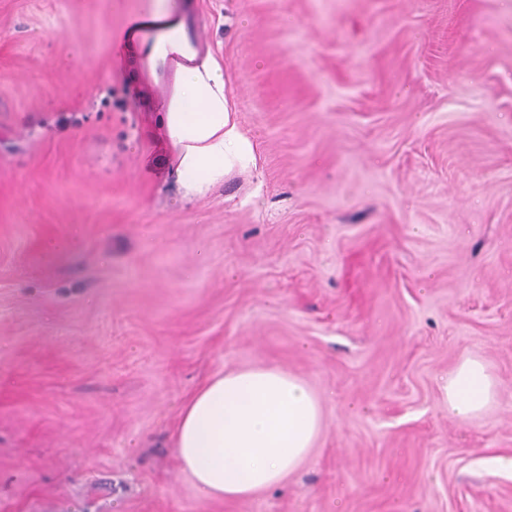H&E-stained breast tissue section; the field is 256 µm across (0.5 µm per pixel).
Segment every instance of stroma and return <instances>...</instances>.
<instances>
[{
    "label": "stroma",
    "instance_id": "stroma-1",
    "mask_svg": "<svg viewBox=\"0 0 512 512\" xmlns=\"http://www.w3.org/2000/svg\"><path fill=\"white\" fill-rule=\"evenodd\" d=\"M186 2L255 147L189 199L112 53L162 0H0V512H512V0ZM264 365L316 445L204 498L180 407ZM446 392L448 412L461 420L480 414L495 398L492 377L477 359L463 361L448 374Z\"/></svg>",
    "mask_w": 512,
    "mask_h": 512
}]
</instances>
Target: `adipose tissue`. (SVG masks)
Listing matches in <instances>:
<instances>
[{"instance_id":"obj_1","label":"adipose tissue","mask_w":512,"mask_h":512,"mask_svg":"<svg viewBox=\"0 0 512 512\" xmlns=\"http://www.w3.org/2000/svg\"><path fill=\"white\" fill-rule=\"evenodd\" d=\"M180 55L179 92L161 116L175 154L174 173L201 194L236 167L255 161L252 142L232 118L224 78L211 55L173 40L152 56ZM448 411L472 418L495 398L486 366L468 359L448 375ZM323 424L321 401L300 377L276 366L220 372L183 404L174 451L196 490L212 499H246L281 485L307 459Z\"/></svg>"}]
</instances>
